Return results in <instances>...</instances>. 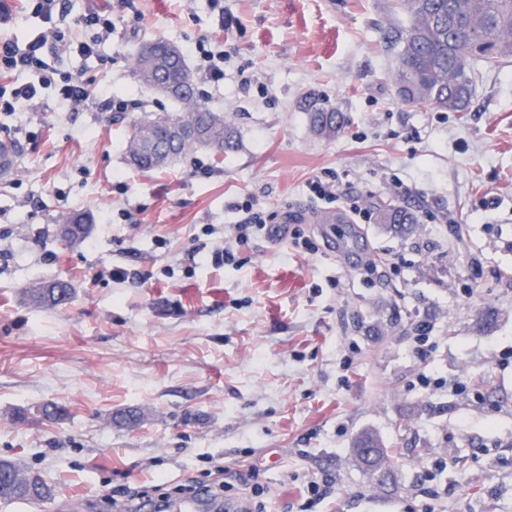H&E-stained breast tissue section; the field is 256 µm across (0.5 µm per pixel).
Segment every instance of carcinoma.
<instances>
[{"label": "carcinoma", "instance_id": "carcinoma-1", "mask_svg": "<svg viewBox=\"0 0 512 512\" xmlns=\"http://www.w3.org/2000/svg\"><path fill=\"white\" fill-rule=\"evenodd\" d=\"M398 4L409 21L394 74L403 101L420 108L468 111L472 64L496 67L512 58V0H398ZM135 75L146 86L168 84V98L184 111L150 113L132 120L125 137L129 164L143 170L161 169L195 146L224 159V152L233 146L234 132L224 122V113L203 99L197 78L176 45L165 40L143 44ZM308 112L312 130L321 137H333L343 127L342 116L316 100L309 102ZM63 223L75 225L66 242L77 244L89 235L85 225L93 223V217L87 210L75 211ZM24 296L35 306L57 307L72 301L75 287L68 280L36 281ZM365 444L376 449L378 468L392 467L374 436H360L356 448ZM18 469L13 461L0 460V500L28 499L7 474Z\"/></svg>", "mask_w": 512, "mask_h": 512}]
</instances>
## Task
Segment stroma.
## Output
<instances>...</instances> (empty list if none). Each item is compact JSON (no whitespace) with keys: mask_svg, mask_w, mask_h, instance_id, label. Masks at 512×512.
I'll return each mask as SVG.
<instances>
[{"mask_svg":"<svg viewBox=\"0 0 512 512\" xmlns=\"http://www.w3.org/2000/svg\"><path fill=\"white\" fill-rule=\"evenodd\" d=\"M65 2L66 24L109 12L114 27L98 56H47L56 79L38 108L0 111L18 148L0 173V458L54 489L0 512H113L128 486L152 512L218 464L225 512L256 480L268 512H512V59L476 70L468 111L443 112L398 94L408 21L395 0ZM47 28L29 0H0V41ZM204 38L228 55L221 81L200 72ZM156 39L182 50L233 128L223 161L195 148L160 171L127 163L126 124L176 109L135 76ZM70 74L88 105L64 100ZM110 94L134 108L103 110ZM312 99L342 113L335 137L312 131ZM329 174L368 210L336 204V245L308 190ZM248 199L316 254L268 230L213 263ZM387 206L415 224L391 231ZM84 209L90 234L64 243L58 225ZM54 278L76 288L67 306L24 298ZM425 371L441 386L421 388ZM50 403L68 417L46 418ZM125 408L138 425L113 422ZM364 433L394 461L385 486L354 454ZM321 475L335 495L306 507L302 487Z\"/></svg>","mask_w":512,"mask_h":512,"instance_id":"stroma-1","label":"stroma"}]
</instances>
